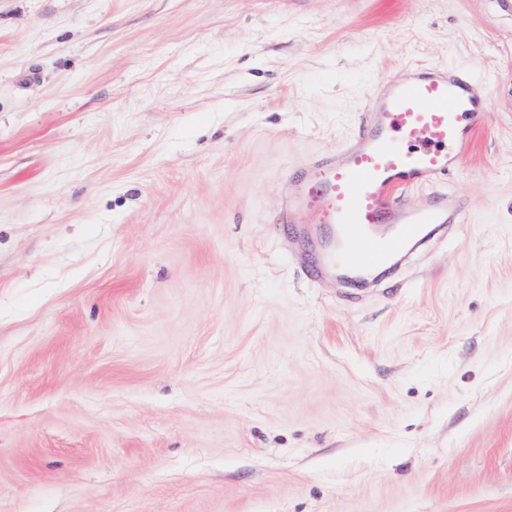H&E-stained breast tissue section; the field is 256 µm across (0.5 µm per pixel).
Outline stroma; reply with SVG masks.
Segmentation results:
<instances>
[{
  "instance_id": "35a3bbf8",
  "label": "stroma",
  "mask_w": 512,
  "mask_h": 512,
  "mask_svg": "<svg viewBox=\"0 0 512 512\" xmlns=\"http://www.w3.org/2000/svg\"><path fill=\"white\" fill-rule=\"evenodd\" d=\"M409 63L485 81L464 220L312 278L284 180ZM0 512H512V17L0 0Z\"/></svg>"
}]
</instances>
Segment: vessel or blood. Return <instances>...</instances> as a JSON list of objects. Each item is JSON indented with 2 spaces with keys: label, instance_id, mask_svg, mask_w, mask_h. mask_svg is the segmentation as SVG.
Segmentation results:
<instances>
[{
  "label": "vessel or blood",
  "instance_id": "1",
  "mask_svg": "<svg viewBox=\"0 0 512 512\" xmlns=\"http://www.w3.org/2000/svg\"><path fill=\"white\" fill-rule=\"evenodd\" d=\"M474 74L448 65L396 70L362 103L357 133L336 151L307 159L277 221L314 216L307 234L321 252L317 276L361 282L392 265L429 231L459 223L464 206L437 183L467 159L488 102ZM410 189L426 194L415 206Z\"/></svg>",
  "mask_w": 512,
  "mask_h": 512
}]
</instances>
